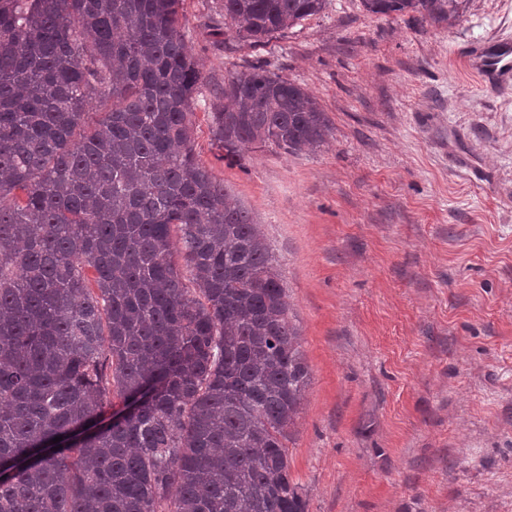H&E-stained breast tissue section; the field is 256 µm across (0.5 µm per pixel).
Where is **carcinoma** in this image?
I'll use <instances>...</instances> for the list:
<instances>
[{
    "label": "carcinoma",
    "mask_w": 512,
    "mask_h": 512,
    "mask_svg": "<svg viewBox=\"0 0 512 512\" xmlns=\"http://www.w3.org/2000/svg\"><path fill=\"white\" fill-rule=\"evenodd\" d=\"M325 4L224 0V19L260 46ZM179 5L0 0V512H307L285 440L308 366L258 224L194 159ZM212 117L223 160L333 132L263 65L224 78Z\"/></svg>",
    "instance_id": "1"
}]
</instances>
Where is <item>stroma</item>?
I'll return each instance as SVG.
<instances>
[{
    "label": "stroma",
    "mask_w": 512,
    "mask_h": 512,
    "mask_svg": "<svg viewBox=\"0 0 512 512\" xmlns=\"http://www.w3.org/2000/svg\"><path fill=\"white\" fill-rule=\"evenodd\" d=\"M205 83L197 159L252 214L282 274L311 381L288 465L307 512H512V0L451 28L325 9L259 47L224 0H181ZM264 63L311 91L330 140L222 160L212 106Z\"/></svg>",
    "instance_id": "35a3bbf8"
}]
</instances>
